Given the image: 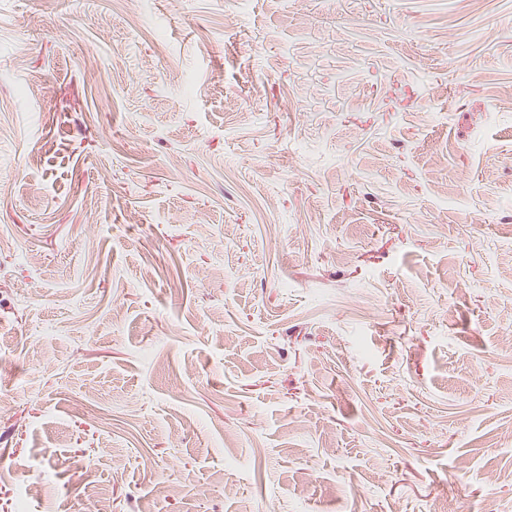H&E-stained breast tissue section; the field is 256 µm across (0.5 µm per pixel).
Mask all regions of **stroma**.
I'll use <instances>...</instances> for the list:
<instances>
[{
    "label": "stroma",
    "mask_w": 512,
    "mask_h": 512,
    "mask_svg": "<svg viewBox=\"0 0 512 512\" xmlns=\"http://www.w3.org/2000/svg\"><path fill=\"white\" fill-rule=\"evenodd\" d=\"M115 3L0 0V512H512V0Z\"/></svg>",
    "instance_id": "1"
}]
</instances>
